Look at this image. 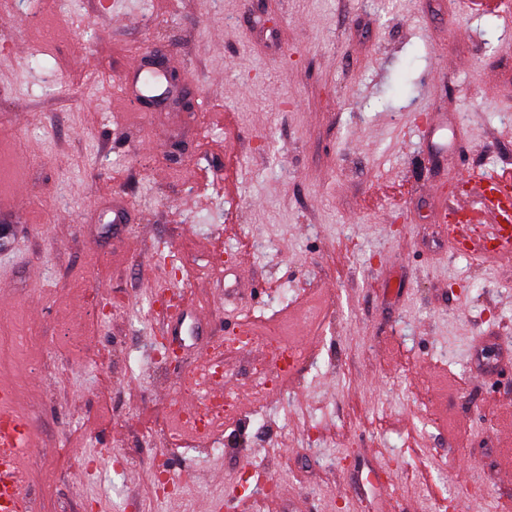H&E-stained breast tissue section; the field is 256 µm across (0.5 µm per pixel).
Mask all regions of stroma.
<instances>
[{
  "instance_id": "35a3bbf8",
  "label": "stroma",
  "mask_w": 512,
  "mask_h": 512,
  "mask_svg": "<svg viewBox=\"0 0 512 512\" xmlns=\"http://www.w3.org/2000/svg\"><path fill=\"white\" fill-rule=\"evenodd\" d=\"M148 48L194 117L119 110ZM467 169L512 170V0H0V388L35 512H266L253 458L281 512H512V262L434 221ZM165 278L210 344L284 320L306 354L209 440L164 425L198 360L157 346Z\"/></svg>"
}]
</instances>
